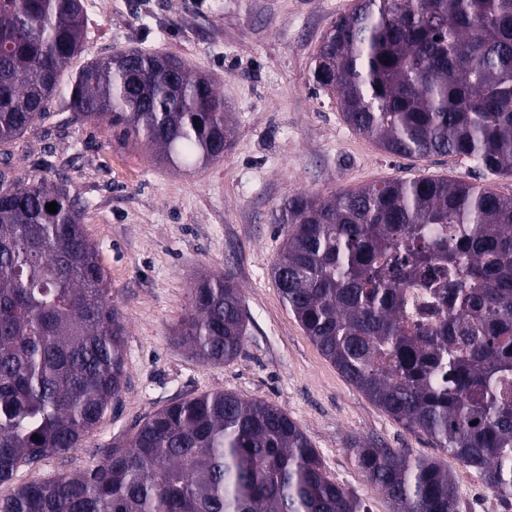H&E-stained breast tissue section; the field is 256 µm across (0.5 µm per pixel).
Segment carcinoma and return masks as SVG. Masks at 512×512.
I'll list each match as a JSON object with an SVG mask.
<instances>
[{"label": "carcinoma", "instance_id": "cac0c4a2", "mask_svg": "<svg viewBox=\"0 0 512 512\" xmlns=\"http://www.w3.org/2000/svg\"><path fill=\"white\" fill-rule=\"evenodd\" d=\"M84 27L82 0H0V146L57 100L70 122L102 120L174 168L224 157L234 133L224 96L178 57L116 52L64 81ZM313 63L346 123L386 153L463 156L512 175V0H356ZM51 168L45 160L19 184L0 150V484L84 447L125 385L126 328L84 231L87 202L49 181ZM273 223L279 295L323 356L512 498V196L464 179H399L291 194ZM245 334L232 279L200 278L180 339L223 362ZM348 448L395 512H457L438 461ZM95 456L18 486L0 512H368L328 478L287 412L231 392L166 405Z\"/></svg>", "mask_w": 512, "mask_h": 512}]
</instances>
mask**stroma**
<instances>
[{"instance_id": "obj_1", "label": "stroma", "mask_w": 512, "mask_h": 512, "mask_svg": "<svg viewBox=\"0 0 512 512\" xmlns=\"http://www.w3.org/2000/svg\"><path fill=\"white\" fill-rule=\"evenodd\" d=\"M355 0H82L85 56L126 49L170 54L207 75L235 119L222 159L187 172L160 163L141 143L88 122L65 125L53 104L34 131L11 145L17 181L51 158V179L88 199L84 229L112 285L127 328L126 385L86 447L40 466H21L14 487L82 468L99 445L129 439L150 414L216 391L272 403L317 449L328 477L362 498L369 512H393L355 468L349 442L430 457L455 480L458 512H512L475 471L424 434L407 429L355 389L321 354L283 304L271 276L282 236L271 218L292 193L341 190L414 177L481 180L512 195V178L480 176L459 156L386 154L344 122L334 93L317 90L311 69L321 37ZM230 274L242 297L247 334L231 361L207 363L177 339L197 280Z\"/></svg>"}]
</instances>
